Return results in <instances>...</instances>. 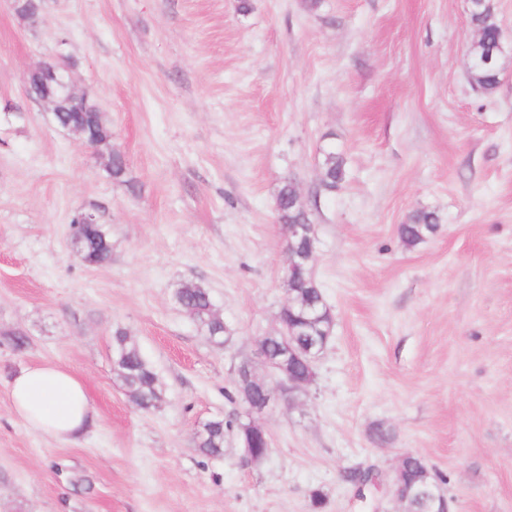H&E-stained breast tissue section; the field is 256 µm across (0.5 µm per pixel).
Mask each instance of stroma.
Returning a JSON list of instances; mask_svg holds the SVG:
<instances>
[{"label": "stroma", "instance_id": "obj_1", "mask_svg": "<svg viewBox=\"0 0 512 512\" xmlns=\"http://www.w3.org/2000/svg\"><path fill=\"white\" fill-rule=\"evenodd\" d=\"M494 3L508 60L486 95L466 0H44L34 28L0 0V512H313L316 491L320 512H399L408 452L452 512H512V0ZM63 57L125 181L26 97V75ZM325 150L345 160L333 189ZM287 180L335 329L306 393L261 415L270 455L245 462L230 439L208 459L195 434L244 416L235 370L287 300ZM420 210L440 224L409 248L398 229ZM86 211L108 264L75 254ZM188 280L210 289L224 345L176 305ZM118 329L158 374L155 410L112 371ZM47 363L87 391L76 441L12 409V376ZM357 467L381 484L357 493ZM87 106L90 112H87L91 116V125L89 127L90 135L96 138V140L100 143L99 146L104 145V147L111 143L110 140L112 137V131L106 121L103 118L102 113L95 108V105L87 101ZM276 211L278 223L285 228L284 233L288 236V241L292 237L304 235L307 231L305 224L310 225L316 232V226L313 224L310 214L299 203H295L291 182L285 181L281 186L276 198Z\"/></svg>", "mask_w": 512, "mask_h": 512}]
</instances>
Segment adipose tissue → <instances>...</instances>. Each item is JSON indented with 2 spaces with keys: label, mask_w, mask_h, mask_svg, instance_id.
<instances>
[{
  "label": "adipose tissue",
  "mask_w": 512,
  "mask_h": 512,
  "mask_svg": "<svg viewBox=\"0 0 512 512\" xmlns=\"http://www.w3.org/2000/svg\"><path fill=\"white\" fill-rule=\"evenodd\" d=\"M12 407L38 435L55 441L76 439L91 409L82 382L54 365L21 368L9 383Z\"/></svg>",
  "instance_id": "ef3b65f1"
}]
</instances>
